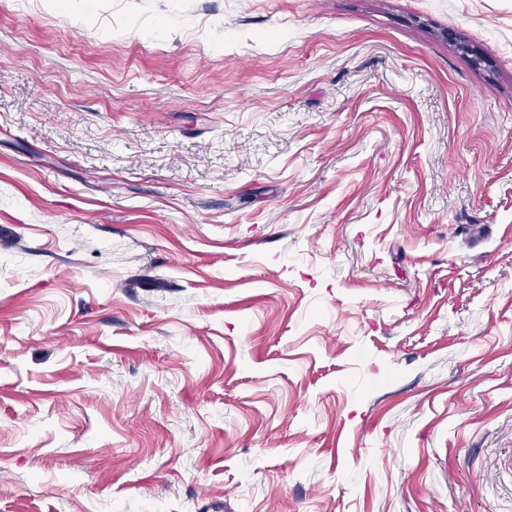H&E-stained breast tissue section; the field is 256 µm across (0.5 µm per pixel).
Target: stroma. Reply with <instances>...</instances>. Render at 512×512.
Masks as SVG:
<instances>
[{
  "instance_id": "1",
  "label": "stroma",
  "mask_w": 512,
  "mask_h": 512,
  "mask_svg": "<svg viewBox=\"0 0 512 512\" xmlns=\"http://www.w3.org/2000/svg\"><path fill=\"white\" fill-rule=\"evenodd\" d=\"M0 512H512V0H0Z\"/></svg>"
}]
</instances>
